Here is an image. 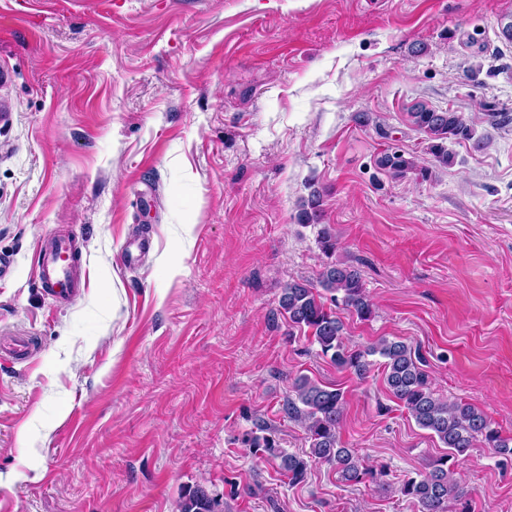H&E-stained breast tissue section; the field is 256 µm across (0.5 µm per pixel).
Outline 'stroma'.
I'll use <instances>...</instances> for the list:
<instances>
[{
	"label": "stroma",
	"mask_w": 512,
	"mask_h": 512,
	"mask_svg": "<svg viewBox=\"0 0 512 512\" xmlns=\"http://www.w3.org/2000/svg\"><path fill=\"white\" fill-rule=\"evenodd\" d=\"M512 0H0V512H419L399 491L445 448L384 385L324 357L285 285L358 268L344 342L419 349L436 396L512 438ZM462 113L451 165L415 104ZM509 120L490 124L489 113ZM370 117L367 125L357 114ZM414 158L403 177L388 149ZM336 234L301 224L312 190ZM82 242L84 288L36 280L38 244ZM340 388L339 434L378 483L312 464L292 486L246 444L307 450L299 376ZM471 512H512V457L475 442ZM378 165L395 175H404L416 170L414 161L400 151L387 150L378 157ZM321 289L330 294V300L336 303V293L342 292V302L354 310L361 319L372 314V307L365 295L362 277L354 266L343 263H331L318 274ZM179 512H215V503L202 486L188 489L178 505Z\"/></svg>",
	"instance_id": "obj_1"
}]
</instances>
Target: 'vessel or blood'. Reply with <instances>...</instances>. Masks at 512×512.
Wrapping results in <instances>:
<instances>
[{"instance_id":"obj_1","label":"vessel or blood","mask_w":512,"mask_h":512,"mask_svg":"<svg viewBox=\"0 0 512 512\" xmlns=\"http://www.w3.org/2000/svg\"><path fill=\"white\" fill-rule=\"evenodd\" d=\"M82 244L74 236L44 241L38 259V278L43 291L55 299L74 294L80 280L75 272L80 265Z\"/></svg>"}]
</instances>
